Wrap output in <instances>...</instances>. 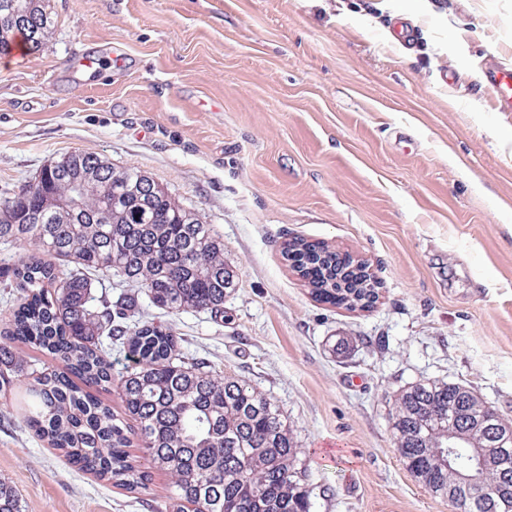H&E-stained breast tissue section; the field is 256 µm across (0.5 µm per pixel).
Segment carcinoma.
Masks as SVG:
<instances>
[{
  "instance_id": "carcinoma-1",
  "label": "carcinoma",
  "mask_w": 512,
  "mask_h": 512,
  "mask_svg": "<svg viewBox=\"0 0 512 512\" xmlns=\"http://www.w3.org/2000/svg\"><path fill=\"white\" fill-rule=\"evenodd\" d=\"M54 25L48 0H0V58L20 44L38 52ZM0 240L24 249L5 270L24 298L0 337V386L22 371L16 342L64 364L37 374L22 407L47 447L129 492L147 487L129 453L143 449L173 479L168 512H311L300 448L279 407L248 382L186 360L170 333L136 319L135 294L92 304L90 271L143 289L167 312L224 318L235 274L199 212L135 167L74 150L0 200ZM282 255L320 303L370 307L378 298L348 253L299 240ZM114 340L126 341L133 362L120 379L119 412L101 397L112 386L106 346ZM391 428L429 493L462 495L460 474H469L487 494L472 497L467 512H512V421L469 386L429 379L405 387ZM0 512H21L1 482Z\"/></svg>"
}]
</instances>
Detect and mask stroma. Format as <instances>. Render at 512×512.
Here are the masks:
<instances>
[{
  "label": "stroma",
  "instance_id": "obj_1",
  "mask_svg": "<svg viewBox=\"0 0 512 512\" xmlns=\"http://www.w3.org/2000/svg\"><path fill=\"white\" fill-rule=\"evenodd\" d=\"M50 0L42 50L0 59V198L62 154L135 167L198 210L237 286L224 318L141 298L184 357L250 383L285 417L311 512H449L406 470L395 397L470 385L512 418V112L485 79L512 57V0ZM110 66L74 71L89 54ZM457 88L444 87L443 72ZM363 259L368 309L317 302L293 239ZM0 395V481L22 512H167L171 477L130 493L73 467L23 422L33 370Z\"/></svg>",
  "mask_w": 512,
  "mask_h": 512
}]
</instances>
